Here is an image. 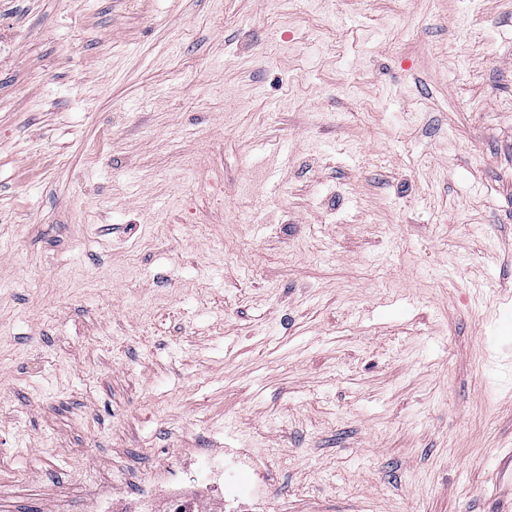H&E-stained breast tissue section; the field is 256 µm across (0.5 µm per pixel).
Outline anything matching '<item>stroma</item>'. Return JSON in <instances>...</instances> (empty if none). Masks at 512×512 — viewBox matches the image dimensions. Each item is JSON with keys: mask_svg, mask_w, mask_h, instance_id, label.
<instances>
[{"mask_svg": "<svg viewBox=\"0 0 512 512\" xmlns=\"http://www.w3.org/2000/svg\"><path fill=\"white\" fill-rule=\"evenodd\" d=\"M0 24V512L227 448L260 512H497L512 0Z\"/></svg>", "mask_w": 512, "mask_h": 512, "instance_id": "stroma-1", "label": "stroma"}]
</instances>
